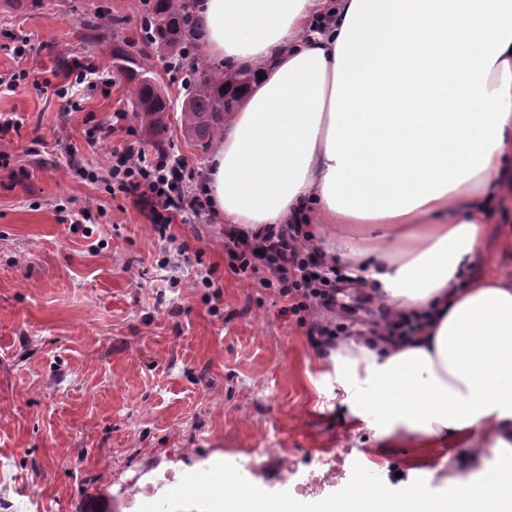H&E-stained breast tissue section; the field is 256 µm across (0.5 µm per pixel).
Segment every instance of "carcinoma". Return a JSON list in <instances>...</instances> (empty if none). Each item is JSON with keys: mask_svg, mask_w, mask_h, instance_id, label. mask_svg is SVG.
I'll return each instance as SVG.
<instances>
[{"mask_svg": "<svg viewBox=\"0 0 512 512\" xmlns=\"http://www.w3.org/2000/svg\"><path fill=\"white\" fill-rule=\"evenodd\" d=\"M189 19L187 0H153L149 24L141 32L138 56L130 55L118 45L112 51V60L119 62L117 68L133 84L132 112L146 128L161 124L163 114L170 110V101L150 76L151 70L144 60L162 49L173 59L174 65L188 70L187 95L182 105L184 130L195 145L205 151L213 141L224 136L228 114L244 99L254 75L249 70L227 73L190 55ZM104 24L118 31L122 29L123 20L95 13L83 22L84 39L91 38L92 32Z\"/></svg>", "mask_w": 512, "mask_h": 512, "instance_id": "1", "label": "carcinoma"}]
</instances>
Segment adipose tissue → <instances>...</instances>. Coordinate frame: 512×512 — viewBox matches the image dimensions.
I'll return each instance as SVG.
<instances>
[{"label": "adipose tissue", "instance_id": "adipose-tissue-1", "mask_svg": "<svg viewBox=\"0 0 512 512\" xmlns=\"http://www.w3.org/2000/svg\"><path fill=\"white\" fill-rule=\"evenodd\" d=\"M216 67L256 79L204 186L243 231L310 224L328 261L392 316L429 324L393 348L338 341L346 428L410 448L464 444L465 497L406 491L361 512H512V0H195Z\"/></svg>", "mask_w": 512, "mask_h": 512}]
</instances>
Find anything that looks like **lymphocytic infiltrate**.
Instances as JSON below:
<instances>
[{"label": "lymphocytic infiltrate", "instance_id": "1", "mask_svg": "<svg viewBox=\"0 0 512 512\" xmlns=\"http://www.w3.org/2000/svg\"><path fill=\"white\" fill-rule=\"evenodd\" d=\"M117 128L125 130L132 141L114 152L109 170L112 193L131 200L158 238L167 239L173 223L192 224L211 214L203 179L194 168L163 146L146 150L134 140L135 128L129 124L127 113H113L111 123L98 126L97 131L106 138ZM224 250L234 274L249 276L266 271L264 286L274 289L284 301L285 314L307 325L319 354L335 348L338 339L353 335L352 325L344 322L307 321L315 308L335 310L343 274L327 264L305 225L284 224L250 234L228 228L224 231Z\"/></svg>", "mask_w": 512, "mask_h": 512}]
</instances>
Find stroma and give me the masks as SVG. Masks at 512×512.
I'll return each instance as SVG.
<instances>
[{
    "mask_svg": "<svg viewBox=\"0 0 512 512\" xmlns=\"http://www.w3.org/2000/svg\"><path fill=\"white\" fill-rule=\"evenodd\" d=\"M145 10L143 0H0V77L28 73L0 93V114L23 119L0 135L10 156L0 167V512H138L161 478L172 483L166 512H201L182 484L209 476L308 512L364 469L393 498L410 487L434 499L477 479L461 466V446L409 448L346 430L306 327L283 315L262 274L229 269L217 216L172 225L167 243L131 202L77 174L80 165L106 173L128 139L119 130L95 142L90 132L131 109L112 50L125 39L137 52ZM94 11L123 17L121 33L104 27L83 42ZM81 63L110 69L109 84L63 95ZM168 63L148 60L171 107L138 137L202 173L211 156L183 135L186 89ZM87 206L101 216L73 230ZM181 246L189 261L173 283L158 262ZM202 272L213 287H197ZM380 308L374 294L347 288L334 313L316 316L367 323ZM308 477L321 493L296 496L293 484Z\"/></svg>",
    "mask_w": 512,
    "mask_h": 512,
    "instance_id": "35a3bbf8",
    "label": "stroma"
}]
</instances>
